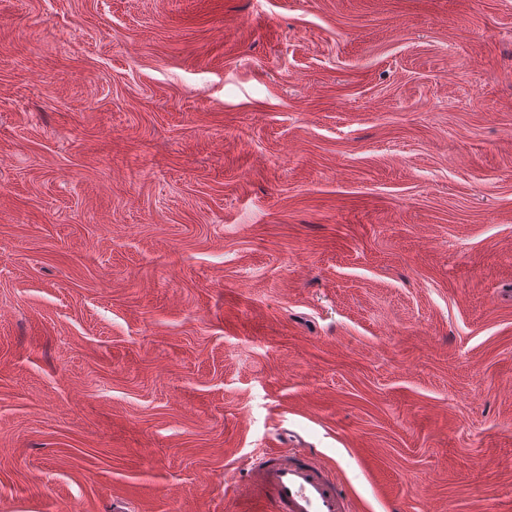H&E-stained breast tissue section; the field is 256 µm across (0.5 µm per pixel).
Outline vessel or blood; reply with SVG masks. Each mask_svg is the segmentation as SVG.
Returning <instances> with one entry per match:
<instances>
[{"instance_id":"b4317fda","label":"vessel or blood","mask_w":512,"mask_h":512,"mask_svg":"<svg viewBox=\"0 0 512 512\" xmlns=\"http://www.w3.org/2000/svg\"><path fill=\"white\" fill-rule=\"evenodd\" d=\"M248 473L247 512H350L344 489L310 449L259 451Z\"/></svg>"}]
</instances>
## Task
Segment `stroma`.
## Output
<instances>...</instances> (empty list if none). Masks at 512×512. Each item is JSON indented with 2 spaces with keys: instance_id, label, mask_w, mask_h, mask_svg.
Segmentation results:
<instances>
[{
  "instance_id": "stroma-1",
  "label": "stroma",
  "mask_w": 512,
  "mask_h": 512,
  "mask_svg": "<svg viewBox=\"0 0 512 512\" xmlns=\"http://www.w3.org/2000/svg\"><path fill=\"white\" fill-rule=\"evenodd\" d=\"M512 512V0H0V512ZM248 467L247 512H350L344 489L310 449H263Z\"/></svg>"
}]
</instances>
